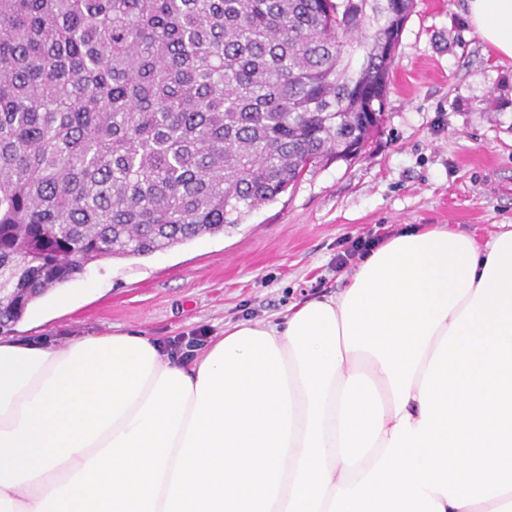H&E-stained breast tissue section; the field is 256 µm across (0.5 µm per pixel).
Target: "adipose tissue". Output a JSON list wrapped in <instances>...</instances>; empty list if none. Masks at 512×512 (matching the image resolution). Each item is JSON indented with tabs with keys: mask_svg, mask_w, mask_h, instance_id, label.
Listing matches in <instances>:
<instances>
[{
	"mask_svg": "<svg viewBox=\"0 0 512 512\" xmlns=\"http://www.w3.org/2000/svg\"><path fill=\"white\" fill-rule=\"evenodd\" d=\"M512 59V0H467ZM271 335L292 423L271 512H512V229L478 242L442 224L373 246L347 285ZM184 363L130 332L65 347L0 342V512H35L129 431L163 371Z\"/></svg>",
	"mask_w": 512,
	"mask_h": 512,
	"instance_id": "1",
	"label": "adipose tissue"
}]
</instances>
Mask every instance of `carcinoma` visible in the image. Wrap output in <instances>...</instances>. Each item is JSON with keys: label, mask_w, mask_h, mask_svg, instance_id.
I'll list each match as a JSON object with an SVG mask.
<instances>
[{"label": "carcinoma", "mask_w": 512, "mask_h": 512, "mask_svg": "<svg viewBox=\"0 0 512 512\" xmlns=\"http://www.w3.org/2000/svg\"><path fill=\"white\" fill-rule=\"evenodd\" d=\"M414 0H0V330L379 133Z\"/></svg>", "instance_id": "obj_1"}]
</instances>
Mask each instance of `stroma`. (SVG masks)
<instances>
[{"mask_svg": "<svg viewBox=\"0 0 512 512\" xmlns=\"http://www.w3.org/2000/svg\"><path fill=\"white\" fill-rule=\"evenodd\" d=\"M422 224L479 240L512 225V59L482 41L466 0H415L381 132L359 158L311 166L222 234L92 263L72 307L25 314L0 339L63 347L119 329L199 348L344 288L356 266L337 259L352 241Z\"/></svg>", "mask_w": 512, "mask_h": 512, "instance_id": "stroma-1", "label": "stroma"}]
</instances>
